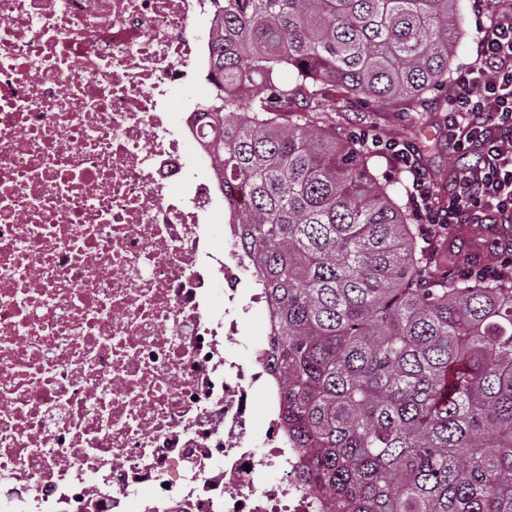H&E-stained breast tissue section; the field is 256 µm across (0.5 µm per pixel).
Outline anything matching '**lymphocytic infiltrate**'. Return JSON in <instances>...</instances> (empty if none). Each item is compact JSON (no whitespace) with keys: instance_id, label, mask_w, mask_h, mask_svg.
<instances>
[{"instance_id":"lymphocytic-infiltrate-1","label":"lymphocytic infiltrate","mask_w":512,"mask_h":512,"mask_svg":"<svg viewBox=\"0 0 512 512\" xmlns=\"http://www.w3.org/2000/svg\"><path fill=\"white\" fill-rule=\"evenodd\" d=\"M490 17L474 62L451 83L445 126L448 142L474 164L459 170L443 197L408 145L362 134L374 151L410 174V200L422 223L445 230L454 224L512 223V0H473Z\"/></svg>"}]
</instances>
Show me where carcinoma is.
Masks as SVG:
<instances>
[{
  "label": "carcinoma",
  "instance_id": "1",
  "mask_svg": "<svg viewBox=\"0 0 512 512\" xmlns=\"http://www.w3.org/2000/svg\"><path fill=\"white\" fill-rule=\"evenodd\" d=\"M204 103L320 512H512V267L452 275L316 112L448 111L461 0H220ZM313 449L309 454L306 449Z\"/></svg>",
  "mask_w": 512,
  "mask_h": 512
}]
</instances>
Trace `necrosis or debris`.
Instances as JSON below:
<instances>
[{
  "instance_id": "necrosis-or-debris-1",
  "label": "necrosis or debris",
  "mask_w": 512,
  "mask_h": 512,
  "mask_svg": "<svg viewBox=\"0 0 512 512\" xmlns=\"http://www.w3.org/2000/svg\"><path fill=\"white\" fill-rule=\"evenodd\" d=\"M217 13L0 0V512H317L269 350L238 338L267 296L233 225L204 233L239 199L187 163Z\"/></svg>"
}]
</instances>
